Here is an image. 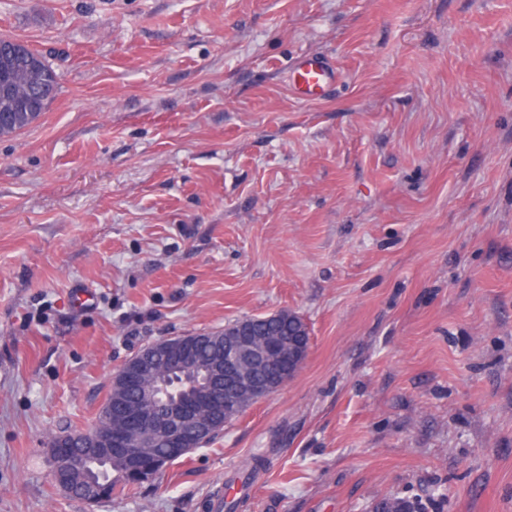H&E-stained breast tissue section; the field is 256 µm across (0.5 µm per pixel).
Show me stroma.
I'll use <instances>...</instances> for the list:
<instances>
[{
  "instance_id": "1",
  "label": "stroma",
  "mask_w": 512,
  "mask_h": 512,
  "mask_svg": "<svg viewBox=\"0 0 512 512\" xmlns=\"http://www.w3.org/2000/svg\"><path fill=\"white\" fill-rule=\"evenodd\" d=\"M1 36L60 90L0 136V512H512V0H0ZM283 310L307 359L213 442L55 486L134 351ZM336 70L325 59L304 56L298 60L290 74L294 90L302 97L317 100L336 83ZM97 470V481L107 491V498H112V493L132 490L136 485L145 481H138L129 473L130 466L125 468L119 463H114L112 469L108 466H95ZM114 472V475H113Z\"/></svg>"
}]
</instances>
